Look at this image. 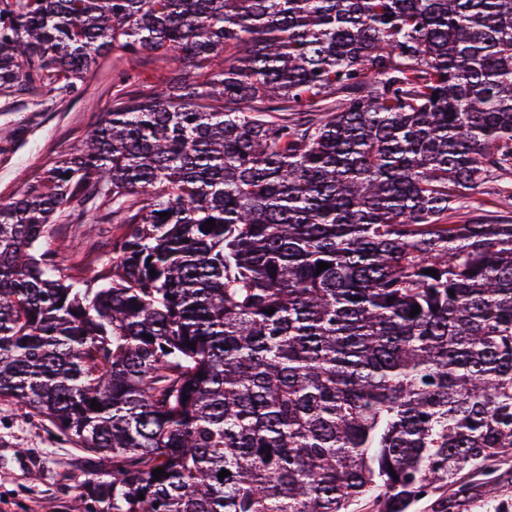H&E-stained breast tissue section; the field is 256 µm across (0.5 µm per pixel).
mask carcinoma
Listing matches in <instances>:
<instances>
[{
    "instance_id": "obj_1",
    "label": "carcinoma",
    "mask_w": 512,
    "mask_h": 512,
    "mask_svg": "<svg viewBox=\"0 0 512 512\" xmlns=\"http://www.w3.org/2000/svg\"><path fill=\"white\" fill-rule=\"evenodd\" d=\"M114 51L163 88L0 202V398L112 462L70 512H406L512 448V223H448L512 175V0H0L1 91ZM62 222L58 224L59 232H57L55 243H60L65 254L79 255L84 258L85 269L79 277L91 281L93 285L98 269L106 262V252L110 247L104 245L91 250L88 224H63Z\"/></svg>"
}]
</instances>
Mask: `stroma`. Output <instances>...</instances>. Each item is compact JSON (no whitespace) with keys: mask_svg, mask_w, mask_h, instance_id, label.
<instances>
[{"mask_svg":"<svg viewBox=\"0 0 512 512\" xmlns=\"http://www.w3.org/2000/svg\"><path fill=\"white\" fill-rule=\"evenodd\" d=\"M132 76V90H158L159 65L141 55L108 57L78 82L71 93L53 98L41 91L0 93V198L19 194L39 180L58 157L76 152L116 94L114 74ZM482 214L512 219V177L464 192L450 214L462 224ZM68 258L83 257V279L93 280L106 261V247L90 248L86 225L63 224L56 236ZM490 466L495 479L461 471L457 482L475 485L473 498L460 512H512V449ZM112 468L60 435L53 425L25 415L14 401L0 398V512H68L83 482L108 477Z\"/></svg>","mask_w":512,"mask_h":512,"instance_id":"obj_1","label":"stroma"}]
</instances>
